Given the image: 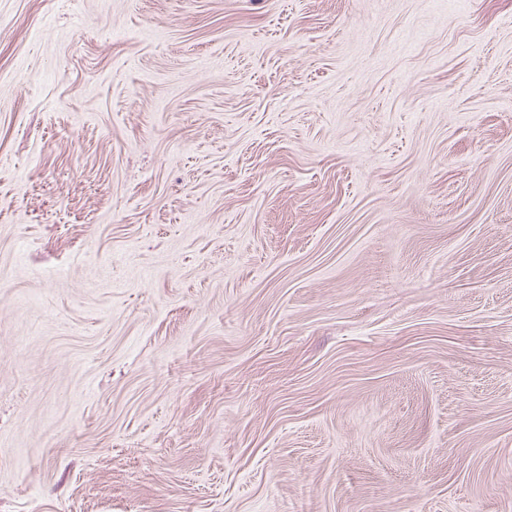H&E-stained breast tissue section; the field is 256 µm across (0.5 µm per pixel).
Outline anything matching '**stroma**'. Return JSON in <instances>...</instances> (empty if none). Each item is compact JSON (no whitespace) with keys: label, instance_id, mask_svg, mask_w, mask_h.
<instances>
[{"label":"stroma","instance_id":"obj_1","mask_svg":"<svg viewBox=\"0 0 512 512\" xmlns=\"http://www.w3.org/2000/svg\"><path fill=\"white\" fill-rule=\"evenodd\" d=\"M0 512H512V0H0Z\"/></svg>","mask_w":512,"mask_h":512}]
</instances>
